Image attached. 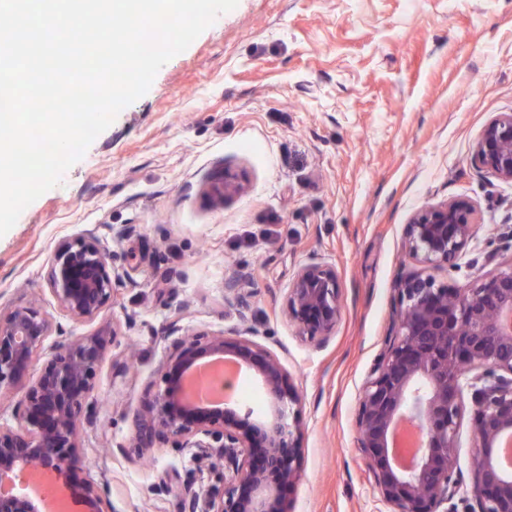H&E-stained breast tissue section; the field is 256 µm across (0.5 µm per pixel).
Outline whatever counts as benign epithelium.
Returning a JSON list of instances; mask_svg holds the SVG:
<instances>
[{
  "label": "benign epithelium",
  "mask_w": 512,
  "mask_h": 512,
  "mask_svg": "<svg viewBox=\"0 0 512 512\" xmlns=\"http://www.w3.org/2000/svg\"><path fill=\"white\" fill-rule=\"evenodd\" d=\"M475 157L512 181V113L484 127ZM473 204L458 198L420 210L405 244L418 262L453 267L474 233ZM52 292L75 320L90 319L114 297L108 259L92 237L61 241L49 269ZM397 318L366 381L357 413V448L374 488L391 512H455L469 484V512H512V469L502 442L512 441V263L470 288L418 276L396 281ZM336 268L302 266L286 296V312L302 334L324 340L340 315ZM52 323L34 305L0 316V392L23 390L19 425H0V477L30 466L55 476L89 512H111L100 489L78 478L85 463L81 413L116 331L70 336L33 382L37 353ZM216 359L251 373L267 408L186 398L191 375ZM481 369L472 378L468 374ZM161 383L136 419L135 447L173 442L201 460L224 461L223 488L194 493L180 512H291L285 490L301 479L300 396L271 353L246 338L196 333L174 340ZM472 389L471 428L477 458L469 477L458 466L463 390ZM0 512H43L39 497L0 493Z\"/></svg>",
  "instance_id": "7a95c632"
}]
</instances>
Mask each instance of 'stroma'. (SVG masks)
<instances>
[{
	"mask_svg": "<svg viewBox=\"0 0 512 512\" xmlns=\"http://www.w3.org/2000/svg\"><path fill=\"white\" fill-rule=\"evenodd\" d=\"M512 113V0H238L157 73L0 236V312L37 302L62 334L118 335L88 399L81 480L114 512H177L223 485L189 448L132 452L134 416L175 337L243 336L299 395L292 512H388L356 449L363 386L395 320L398 277L468 286L512 263V181L476 142ZM244 189L224 203L223 174ZM465 198L475 231L456 267L411 258L424 207ZM91 235L120 280L95 318L63 312L47 274L60 240ZM335 266L341 312L322 342L285 312L297 270ZM247 273L244 301L225 287Z\"/></svg>",
	"mask_w": 512,
	"mask_h": 512,
	"instance_id": "stroma-1",
	"label": "stroma"
}]
</instances>
